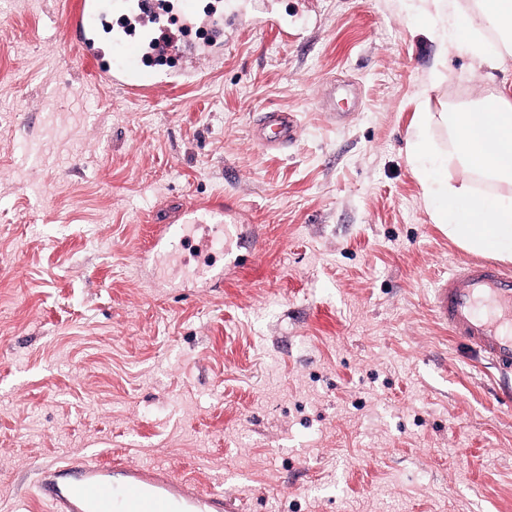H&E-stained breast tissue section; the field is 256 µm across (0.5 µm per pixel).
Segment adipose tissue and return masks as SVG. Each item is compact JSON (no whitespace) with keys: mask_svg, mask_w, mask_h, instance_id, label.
<instances>
[{"mask_svg":"<svg viewBox=\"0 0 512 512\" xmlns=\"http://www.w3.org/2000/svg\"><path fill=\"white\" fill-rule=\"evenodd\" d=\"M407 12L413 33L467 52L477 69L499 70L512 57V0H408ZM418 121L444 131L441 141L411 143L409 153L433 223L468 252L512 260V96L480 93ZM452 166L461 173L454 183Z\"/></svg>","mask_w":512,"mask_h":512,"instance_id":"1","label":"adipose tissue"}]
</instances>
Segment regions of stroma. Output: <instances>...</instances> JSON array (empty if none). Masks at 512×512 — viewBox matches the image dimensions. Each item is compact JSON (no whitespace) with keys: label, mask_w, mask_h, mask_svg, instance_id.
<instances>
[{"label":"stroma","mask_w":512,"mask_h":512,"mask_svg":"<svg viewBox=\"0 0 512 512\" xmlns=\"http://www.w3.org/2000/svg\"><path fill=\"white\" fill-rule=\"evenodd\" d=\"M227 2L207 77L142 101L66 45L69 0L0 5V512H41L42 463L116 452L237 512H512V401L431 307L471 254L408 153L433 73L437 112L512 57L486 80L402 0ZM272 110L281 152L250 134ZM219 192L241 267L160 286L149 225ZM296 127L291 112H265L253 129V139L266 150L285 149L295 140Z\"/></svg>","instance_id":"obj_1"}]
</instances>
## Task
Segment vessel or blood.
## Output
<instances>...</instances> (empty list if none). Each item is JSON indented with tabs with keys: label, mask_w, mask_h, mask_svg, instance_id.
Returning <instances> with one entry per match:
<instances>
[{
	"label": "vessel or blood",
	"mask_w": 512,
	"mask_h": 512,
	"mask_svg": "<svg viewBox=\"0 0 512 512\" xmlns=\"http://www.w3.org/2000/svg\"><path fill=\"white\" fill-rule=\"evenodd\" d=\"M180 25L164 21L165 0H141L129 13L126 0H77L65 17V40L77 56L105 84L133 98H148L158 88L186 76H197L200 63L224 50V15L201 12L198 0H180ZM128 12L130 34L115 38L112 48L98 39L102 20L112 12ZM206 30L202 42L185 41L186 31ZM296 136L293 114L264 113L253 129L254 141L264 149L287 148ZM237 205L223 196L194 201L179 214L151 225L149 239L139 250L148 261L162 243L184 246L189 227L202 229L199 248L224 243L228 216ZM432 310L449 333L469 346L512 394V269L490 260H473L458 267L432 291ZM37 496L49 512H230L222 490H207L191 477L162 464L127 461L121 454L101 461L73 458L38 469Z\"/></svg>",
	"instance_id": "b4317fda"
}]
</instances>
